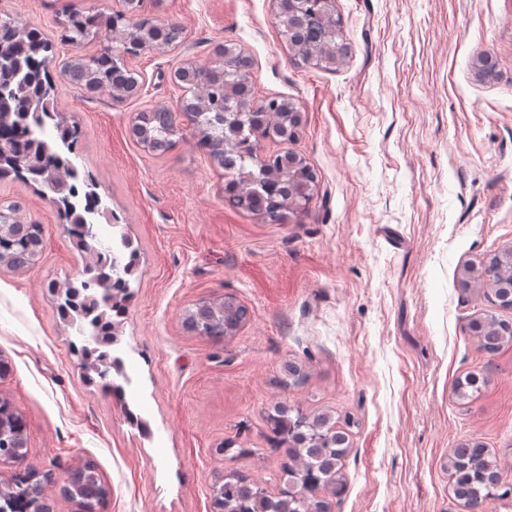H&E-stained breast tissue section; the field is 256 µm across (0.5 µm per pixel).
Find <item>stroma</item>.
<instances>
[{
    "mask_svg": "<svg viewBox=\"0 0 512 512\" xmlns=\"http://www.w3.org/2000/svg\"><path fill=\"white\" fill-rule=\"evenodd\" d=\"M67 0H0V14L57 42L54 68L93 54L60 42ZM352 46L334 71L296 63L272 0H143L137 14L182 29L177 44L129 60L124 101L59 83L57 109L80 130L75 160L92 174L141 252L135 297L118 328L129 382L114 396L87 378L76 332L50 283L78 281L86 255L37 186L0 181L43 228L39 260L0 268V398L26 421L22 464L45 478L52 512H79L61 491L92 464L103 512H214L212 485L248 471L269 494L284 485L267 452L266 416L280 401L353 420L347 486L331 512H468L451 492L450 448L476 441L512 469V346L480 352L471 320L512 322V310L460 285L464 265L512 247V0H334ZM242 48L256 96L301 112L292 151L318 181L284 223L231 206L224 170L192 128L157 154L133 117L185 95L177 68L211 65L216 44ZM495 69L480 75L483 56ZM248 309L235 335L188 331L200 300ZM307 382L283 387L286 365ZM487 382L465 401L467 374ZM144 429L130 423V416ZM240 438L258 456L224 454Z\"/></svg>",
    "mask_w": 512,
    "mask_h": 512,
    "instance_id": "obj_1",
    "label": "stroma"
}]
</instances>
